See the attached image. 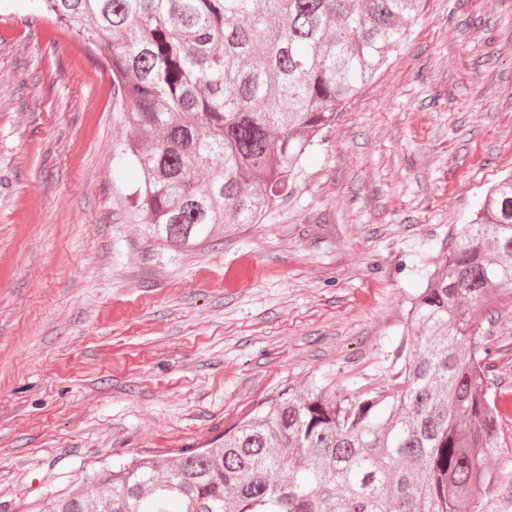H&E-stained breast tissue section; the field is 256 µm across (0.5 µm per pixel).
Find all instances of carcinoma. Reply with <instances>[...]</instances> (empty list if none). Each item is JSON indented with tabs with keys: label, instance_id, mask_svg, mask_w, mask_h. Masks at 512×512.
<instances>
[{
	"label": "carcinoma",
	"instance_id": "1",
	"mask_svg": "<svg viewBox=\"0 0 512 512\" xmlns=\"http://www.w3.org/2000/svg\"><path fill=\"white\" fill-rule=\"evenodd\" d=\"M112 75L134 210L175 247L262 221L406 36L419 0H31ZM206 175L205 185L198 174ZM512 292V173L411 302L383 389L281 393L207 448L136 457L30 512H478L495 481L496 350ZM484 336L498 351L494 383L498 389L512 392V294H495L479 312Z\"/></svg>",
	"mask_w": 512,
	"mask_h": 512
}]
</instances>
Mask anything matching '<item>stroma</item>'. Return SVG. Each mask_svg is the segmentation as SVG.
Returning a JSON list of instances; mask_svg holds the SVG:
<instances>
[{
    "mask_svg": "<svg viewBox=\"0 0 512 512\" xmlns=\"http://www.w3.org/2000/svg\"><path fill=\"white\" fill-rule=\"evenodd\" d=\"M493 57L492 67L482 64ZM112 78L28 0L0 10V512L201 447L285 390L383 388L423 271L512 171V0H423L403 46L231 238L130 207ZM512 391V294L479 312ZM479 512H512V414Z\"/></svg>",
    "mask_w": 512,
    "mask_h": 512,
    "instance_id": "35a3bbf8",
    "label": "stroma"
}]
</instances>
